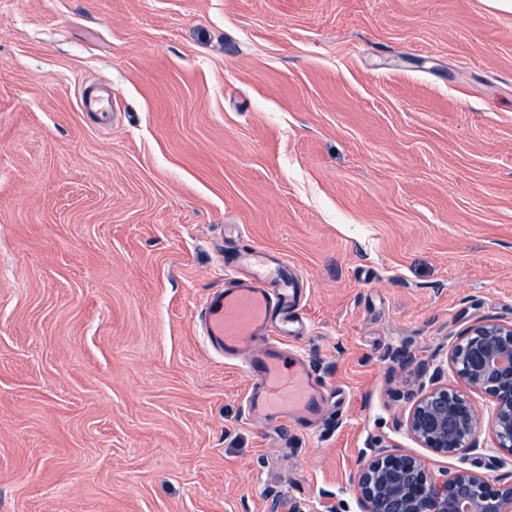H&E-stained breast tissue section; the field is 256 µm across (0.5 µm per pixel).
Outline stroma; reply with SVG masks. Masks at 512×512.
<instances>
[{
	"label": "stroma",
	"mask_w": 512,
	"mask_h": 512,
	"mask_svg": "<svg viewBox=\"0 0 512 512\" xmlns=\"http://www.w3.org/2000/svg\"><path fill=\"white\" fill-rule=\"evenodd\" d=\"M112 92L80 111L81 86ZM304 280L310 428L200 334L224 261ZM512 323V13L484 0H0V512H361L414 364Z\"/></svg>",
	"instance_id": "1"
}]
</instances>
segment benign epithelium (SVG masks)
<instances>
[{"instance_id":"benign-epithelium-1","label":"benign epithelium","mask_w":512,"mask_h":512,"mask_svg":"<svg viewBox=\"0 0 512 512\" xmlns=\"http://www.w3.org/2000/svg\"><path fill=\"white\" fill-rule=\"evenodd\" d=\"M438 354L416 364L421 379L407 419L408 434L422 447L448 456L480 449L484 413L466 391L493 403L489 429L496 447L512 455V323L478 321L448 354L457 385L441 383ZM353 483L362 512H512V478L490 481L457 470L432 475L418 457L397 446L364 455Z\"/></svg>"}]
</instances>
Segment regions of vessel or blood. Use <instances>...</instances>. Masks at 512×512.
<instances>
[{"mask_svg": "<svg viewBox=\"0 0 512 512\" xmlns=\"http://www.w3.org/2000/svg\"><path fill=\"white\" fill-rule=\"evenodd\" d=\"M295 285L281 257L259 248L241 252L223 287L206 295L200 323L212 350L243 360L250 412L308 421L323 410V387L309 359L286 347L299 322Z\"/></svg>", "mask_w": 512, "mask_h": 512, "instance_id": "b4317fda", "label": "vessel or blood"}]
</instances>
